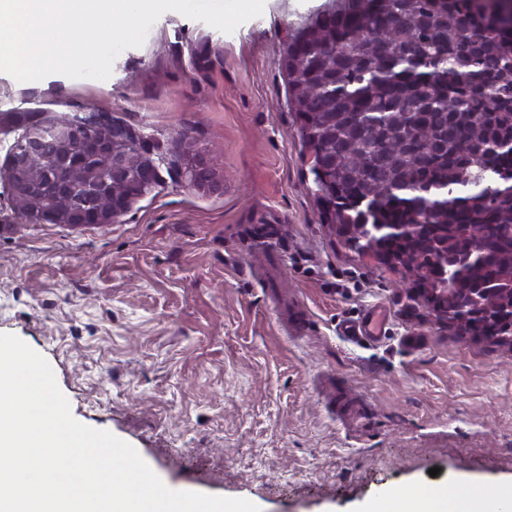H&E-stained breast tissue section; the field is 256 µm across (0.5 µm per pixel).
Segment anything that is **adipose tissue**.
I'll return each instance as SVG.
<instances>
[{
    "instance_id": "1",
    "label": "adipose tissue",
    "mask_w": 512,
    "mask_h": 512,
    "mask_svg": "<svg viewBox=\"0 0 512 512\" xmlns=\"http://www.w3.org/2000/svg\"><path fill=\"white\" fill-rule=\"evenodd\" d=\"M385 512H512V492H487L479 486L451 494H395Z\"/></svg>"
}]
</instances>
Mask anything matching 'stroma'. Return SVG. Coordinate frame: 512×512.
<instances>
[{"mask_svg":"<svg viewBox=\"0 0 512 512\" xmlns=\"http://www.w3.org/2000/svg\"><path fill=\"white\" fill-rule=\"evenodd\" d=\"M350 4L265 0L230 34L168 11L105 80L0 72V163L13 114L94 107L224 176L205 193L163 174L119 223L79 229L23 222L0 176V333L171 489L368 512L395 492L512 485V348L449 328L323 221L283 55ZM372 310L380 336L344 334Z\"/></svg>","mask_w":512,"mask_h":512,"instance_id":"35a3bbf8","label":"stroma"}]
</instances>
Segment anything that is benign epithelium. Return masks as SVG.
Wrapping results in <instances>:
<instances>
[{"label": "benign epithelium", "instance_id": "1", "mask_svg": "<svg viewBox=\"0 0 512 512\" xmlns=\"http://www.w3.org/2000/svg\"><path fill=\"white\" fill-rule=\"evenodd\" d=\"M81 116L88 132L87 148L101 164L88 169L84 180L77 184L63 175L56 156L45 157L47 179L42 183H34L22 173L27 161L42 153L48 141L59 145L61 155H67L71 124L31 120L16 123L24 141L10 149L5 172L13 201H38L33 208L17 210L26 223L66 224L74 228L114 224L161 183L160 169L168 164V158L153 156L138 131L108 112L89 108ZM173 168L177 177L195 189L211 193L224 190V177L216 163L200 149L180 154ZM117 185L121 187L118 192ZM60 197L69 198L70 206L57 208L56 200Z\"/></svg>", "mask_w": 512, "mask_h": 512}]
</instances>
